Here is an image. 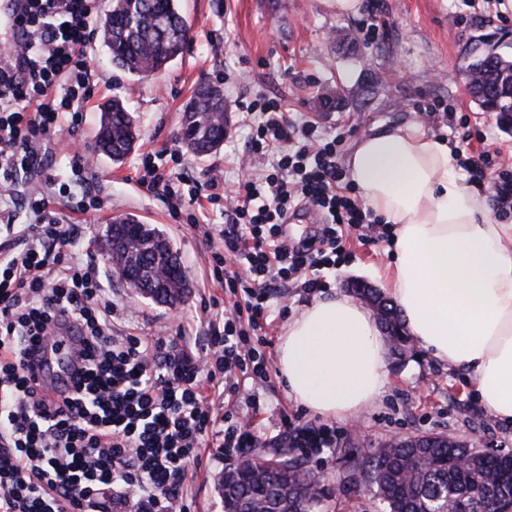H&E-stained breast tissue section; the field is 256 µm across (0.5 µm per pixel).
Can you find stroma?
Segmentation results:
<instances>
[{"instance_id":"obj_1","label":"stroma","mask_w":512,"mask_h":512,"mask_svg":"<svg viewBox=\"0 0 512 512\" xmlns=\"http://www.w3.org/2000/svg\"><path fill=\"white\" fill-rule=\"evenodd\" d=\"M383 3L386 29L366 36L358 31V17L336 16L324 0H179L192 38L166 71L149 78L112 67L100 37L92 36L86 53L96 74L95 86L76 139L94 161L91 186L104 206L83 214L62 207L58 217L61 223L78 227L82 244L78 259H93L109 295L135 310L132 332L163 336L193 352L209 334L208 309L228 302L223 288L209 276L201 237L171 218L161 192L147 190L136 180L143 154L181 150L183 106L200 81L221 79L230 123L216 152L204 157L183 152L181 170L198 184L206 183L215 169L223 171L229 189L248 175L237 163L249 135L235 103L241 96L249 101L280 98L290 118H307L324 130L342 132L345 157L376 129L420 119L428 131H435L446 124V117L420 116L414 105L442 99L458 114L484 123L492 140L502 146L506 163L512 164V130L503 129L495 116L478 108L463 79L465 58L475 39L512 54V23L497 21L495 9L472 8L469 0ZM115 97L135 112L140 131L136 149L119 164L94 149L101 105ZM121 216L153 225L170 240L191 287L185 304L177 308L156 304L113 275L100 251L101 239L113 218ZM345 248V260L327 274L321 291L307 294L292 288L286 298L272 299L267 328L271 342L262 349L269 373L254 386L261 410L253 423L270 433L287 412L301 422L333 431L335 447L305 460L307 470L341 483L330 512H383L374 487L354 467L347 449L371 453L396 436L434 433L512 454V427L490 420L465 371L441 363L419 346L400 359L387 355L389 382L356 419L314 414L289 396L278 371V347L288 319L314 301L347 294L348 284L356 280L382 288L381 274L393 260L391 238L375 230L350 236ZM185 318L194 321L187 339L179 332ZM224 468L220 449L214 439H207L198 462L190 464L184 475L193 512H224L219 492Z\"/></svg>"}]
</instances>
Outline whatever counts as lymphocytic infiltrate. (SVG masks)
I'll list each match as a JSON object with an SVG mask.
<instances>
[{
    "label": "lymphocytic infiltrate",
    "mask_w": 512,
    "mask_h": 512,
    "mask_svg": "<svg viewBox=\"0 0 512 512\" xmlns=\"http://www.w3.org/2000/svg\"><path fill=\"white\" fill-rule=\"evenodd\" d=\"M27 2L11 43L21 75L0 78V426L9 432L0 439V512H88L107 491L116 512H191L183 479L205 437L219 440L228 460L260 439L236 411L209 402L205 385L244 395L259 412L258 396L243 389L269 372L250 334L266 323L270 298L282 283L324 288L346 234L373 217L346 181L340 135L289 120L273 98L240 104L250 138L239 164L250 175L230 192L222 174L207 183L223 223L184 214L199 188L177 172L178 152L148 153L137 168L139 184L161 191L173 217L203 238L210 273L233 304L210 317L207 344L190 356L133 334L132 308L110 298L93 262L73 256L76 227L54 211L99 205L89 159L72 151L65 181L48 164L93 92L84 48L97 0ZM497 157L468 148L459 163L469 183L491 182L496 213H512V172H495ZM303 205L324 222L298 247L281 226ZM21 209L33 223H17ZM63 315L78 323L83 348L69 363L80 375L76 393L57 404L30 384L26 356L32 345L55 346Z\"/></svg>",
    "instance_id": "obj_1"
}]
</instances>
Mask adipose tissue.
Listing matches in <instances>:
<instances>
[{
    "label": "adipose tissue",
    "instance_id": "adipose-tissue-1",
    "mask_svg": "<svg viewBox=\"0 0 512 512\" xmlns=\"http://www.w3.org/2000/svg\"><path fill=\"white\" fill-rule=\"evenodd\" d=\"M347 176L392 224L395 258L382 278L405 328L432 357L469 372L486 412L512 426V224L465 186L452 148L420 121L363 137ZM387 341L346 296L289 320L278 369L314 413L352 418L381 395Z\"/></svg>",
    "mask_w": 512,
    "mask_h": 512
}]
</instances>
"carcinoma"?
I'll return each instance as SVG.
<instances>
[{
	"mask_svg": "<svg viewBox=\"0 0 512 512\" xmlns=\"http://www.w3.org/2000/svg\"><path fill=\"white\" fill-rule=\"evenodd\" d=\"M101 28L112 66L141 77L164 71L189 42L190 24L177 0H112ZM465 71L474 74L471 97L479 108L512 127V57L478 39ZM101 112L95 150L121 162L136 146L137 121L118 99L102 104ZM184 113L183 146L197 156L216 151L227 132L220 90L208 81L198 83ZM130 235L141 239L142 249L121 259L129 274L148 281L155 268L180 265L166 237L132 217L109 224L104 244L122 253ZM378 319L389 333L404 331L392 305L383 304ZM349 454L367 470L387 512H512V454L472 452L452 440L420 445L409 438L389 442L370 456L359 448ZM327 484L311 476L290 448L260 462L250 457L234 464L224 471L220 490L224 512H324Z\"/></svg>",
	"mask_w": 512,
	"mask_h": 512,
	"instance_id": "carcinoma-1",
	"label": "carcinoma"
}]
</instances>
